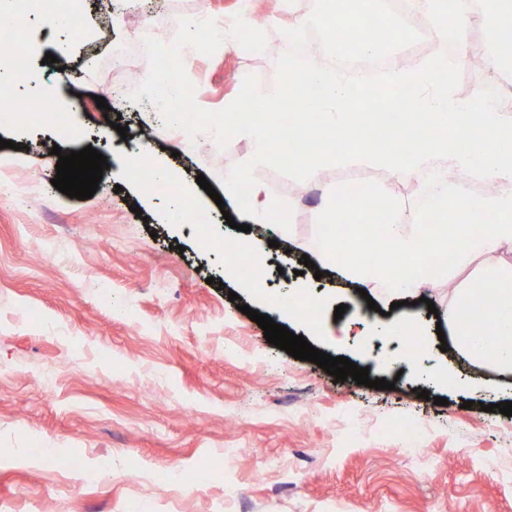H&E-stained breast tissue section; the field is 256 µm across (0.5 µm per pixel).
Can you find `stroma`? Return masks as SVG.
I'll use <instances>...</instances> for the list:
<instances>
[{"label": "stroma", "instance_id": "35a3bbf8", "mask_svg": "<svg viewBox=\"0 0 512 512\" xmlns=\"http://www.w3.org/2000/svg\"><path fill=\"white\" fill-rule=\"evenodd\" d=\"M314 2L280 0L270 13L267 0H130L122 10L112 0H76L83 30L57 35L70 44L66 78L43 62L53 38L29 21L27 65L62 86L55 109L84 137L0 126L9 142L0 149V512H512V416L486 410L512 401V373L442 345L427 307L449 286L470 285L487 257L433 279L417 305L382 304L386 323L414 318L428 340L419 364L398 376L381 363L398 339L339 351L305 320L271 307L285 287H300L322 302L315 321L330 325L336 306L358 297L337 268L319 277L300 263L316 239L318 204L305 193L334 189L333 168L301 193L278 196L296 237L272 223L255 233L269 259L260 271L205 247L190 220H169L173 199L158 188L122 182L109 168L85 200L52 184V147L111 156L122 139L116 120L132 140L150 131L156 161L188 193V207L208 217L213 237L236 236L244 218L221 180L250 159L249 142H191L117 91L129 73L147 77L145 37L171 43L183 18L206 17L226 31L240 13L267 32L266 52L255 57L231 38L210 56L185 48L195 100L221 110L250 74L260 91L275 90V59L290 48L284 32ZM75 93L77 111L67 102ZM99 96L108 110L98 109ZM200 175L221 202L200 188ZM276 258L290 270L287 284L273 281ZM258 275L267 282L262 297L248 287ZM244 304L394 389L339 382L293 358L267 343ZM437 367L445 380L427 379ZM403 421L421 424L414 442L392 431ZM75 460L77 476L67 468ZM175 469L191 473L194 486L167 481Z\"/></svg>", "mask_w": 512, "mask_h": 512}]
</instances>
